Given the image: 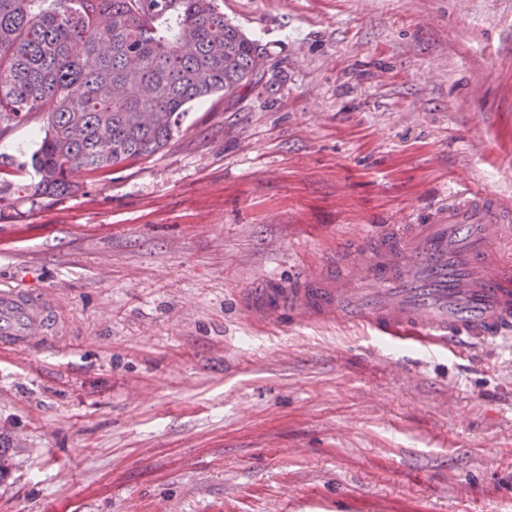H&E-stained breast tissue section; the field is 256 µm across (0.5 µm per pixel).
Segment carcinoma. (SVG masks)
<instances>
[{"instance_id":"carcinoma-1","label":"carcinoma","mask_w":512,"mask_h":512,"mask_svg":"<svg viewBox=\"0 0 512 512\" xmlns=\"http://www.w3.org/2000/svg\"><path fill=\"white\" fill-rule=\"evenodd\" d=\"M264 64L217 0H0V137L42 115L33 195L73 193L81 173L157 153L192 102ZM25 452L0 437V476Z\"/></svg>"}]
</instances>
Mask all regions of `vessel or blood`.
<instances>
[{"mask_svg": "<svg viewBox=\"0 0 512 512\" xmlns=\"http://www.w3.org/2000/svg\"><path fill=\"white\" fill-rule=\"evenodd\" d=\"M512 206L461 179L447 211L377 238L351 237L353 251L300 272L288 287L267 286L241 300L257 322L291 317L342 323L425 351L461 350L466 340L512 338V257L499 241ZM70 322L54 297L0 288V345L45 353Z\"/></svg>", "mask_w": 512, "mask_h": 512, "instance_id": "vessel-or-blood-1", "label": "vessel or blood"}]
</instances>
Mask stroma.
Wrapping results in <instances>:
<instances>
[{"instance_id": "1", "label": "stroma", "mask_w": 512, "mask_h": 512, "mask_svg": "<svg viewBox=\"0 0 512 512\" xmlns=\"http://www.w3.org/2000/svg\"><path fill=\"white\" fill-rule=\"evenodd\" d=\"M265 51L148 158L32 196L41 117L0 137V286L73 334L0 351V512H512V349L428 354L260 324L352 232L512 204V0H219ZM5 446L3 438L0 434V478L2 475L10 473L12 470L18 468L23 462V457L28 448H22L21 445Z\"/></svg>"}]
</instances>
